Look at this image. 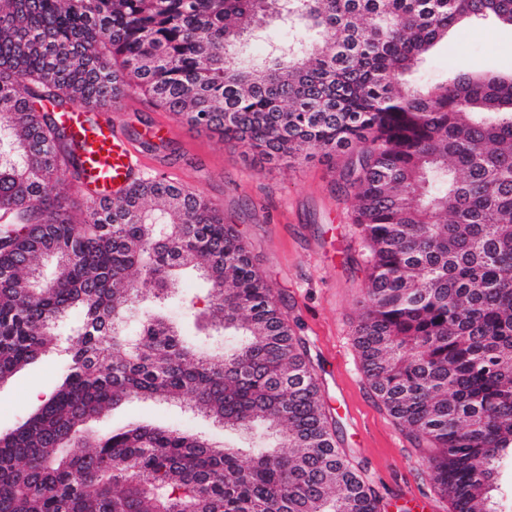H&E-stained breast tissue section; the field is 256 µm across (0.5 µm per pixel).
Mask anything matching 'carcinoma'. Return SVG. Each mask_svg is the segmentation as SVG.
<instances>
[{
  "mask_svg": "<svg viewBox=\"0 0 512 512\" xmlns=\"http://www.w3.org/2000/svg\"><path fill=\"white\" fill-rule=\"evenodd\" d=\"M0 0V383L59 347L60 384L0 437V512H379L335 446L317 373L224 213L188 187L141 182L68 204L83 177L56 109L134 85L195 129L292 168L360 144L344 171L371 253L355 344L366 381L420 447L453 512H501L512 460V74L403 82L448 32L512 0ZM330 31L304 46L259 30ZM55 264L42 279L40 264ZM210 285L199 316L221 354L149 315L177 271ZM268 448L177 428L87 421L132 398L181 402ZM68 448L82 452L69 454ZM500 490L497 501L501 510L512 512V462H504L499 477ZM511 510V511H510Z\"/></svg>",
  "mask_w": 512,
  "mask_h": 512,
  "instance_id": "cac0c4a2",
  "label": "carcinoma"
}]
</instances>
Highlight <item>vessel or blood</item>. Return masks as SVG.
<instances>
[{
  "label": "vessel or blood",
  "instance_id": "vessel-or-blood-1",
  "mask_svg": "<svg viewBox=\"0 0 512 512\" xmlns=\"http://www.w3.org/2000/svg\"><path fill=\"white\" fill-rule=\"evenodd\" d=\"M57 118L86 147L82 160L93 198L119 196L144 179L148 156L118 123L100 119L82 106L58 113Z\"/></svg>",
  "mask_w": 512,
  "mask_h": 512
}]
</instances>
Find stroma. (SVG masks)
I'll return each mask as SVG.
<instances>
[{
	"mask_svg": "<svg viewBox=\"0 0 512 512\" xmlns=\"http://www.w3.org/2000/svg\"><path fill=\"white\" fill-rule=\"evenodd\" d=\"M471 68L511 71L512 28L492 19L457 26L406 80L428 86ZM117 112L136 141L146 128L172 118L143 93ZM148 154L223 210L225 223L242 236L307 350L339 447L382 500L383 512H422L415 501L419 494L433 502L435 512H450L426 471L423 451L373 395L362 372L354 332L363 314L369 263L362 232L353 222L354 199L343 179L347 155L291 169L261 168L219 134L183 123L176 137L153 145ZM208 288L196 270H181L177 292L165 307L147 298L137 313L163 311L201 349L221 348L223 337L193 314ZM58 364V355L51 353L0 383V434L14 429L52 392ZM132 423L201 433L235 447L248 442L245 434L224 430L187 402L134 398L90 421L88 428L103 434Z\"/></svg>",
	"mask_w": 512,
	"mask_h": 512,
	"instance_id": "stroma-1",
	"label": "stroma"
}]
</instances>
